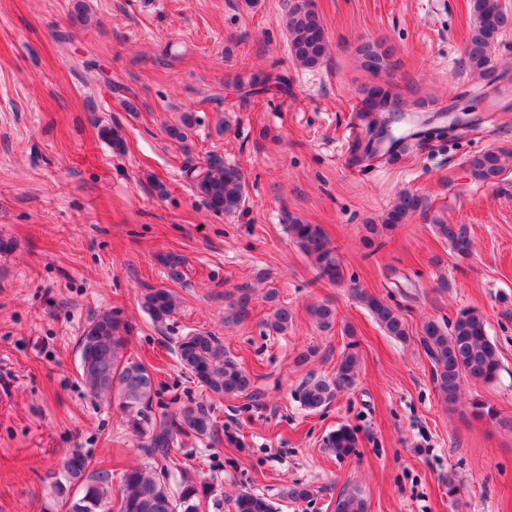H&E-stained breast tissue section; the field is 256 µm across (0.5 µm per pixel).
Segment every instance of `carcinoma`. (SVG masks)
<instances>
[{
	"label": "carcinoma",
	"instance_id": "carcinoma-1",
	"mask_svg": "<svg viewBox=\"0 0 512 512\" xmlns=\"http://www.w3.org/2000/svg\"><path fill=\"white\" fill-rule=\"evenodd\" d=\"M474 25L465 46L464 66L486 84L498 76L490 67V57L502 33L512 27V14L503 10L499 0H472ZM288 46L294 62L303 68H316L327 60L329 46L325 28L308 2L295 4L288 13ZM360 65L377 75L388 68L387 54L376 42L366 41L356 47ZM285 84L280 75L254 74L240 83L254 90L269 84ZM355 112L360 129L349 142V163L361 166L372 161L371 140L374 132L384 129L387 115L401 111L399 98L389 85H367ZM465 167L470 177L480 183H492L512 168V150H488L470 156ZM194 186L204 204L215 213H234L245 206L247 180L243 172L211 158L200 169L192 170ZM425 197L414 192L398 194L380 224L370 226L371 233L405 224L426 210ZM436 232L459 258L471 253L472 242L464 224H438ZM288 234L295 246L312 261L316 278L332 284L344 282V267L337 249L331 246L317 224H307L292 217ZM253 287L242 284L230 302L228 318L242 322L250 314ZM357 296L388 335L406 340L409 328L399 310L363 291ZM141 304L154 323L163 325L176 313L179 303L168 288L149 287ZM292 317L288 308L276 307L265 322L276 334L288 331ZM132 325L118 310H104L93 315L78 339L80 378L93 395L117 399L122 420L128 431L146 440L150 456L169 459L170 448L178 437L202 438L213 435L216 423L210 410L201 404L181 407L176 413L156 412V385L148 366L125 355ZM419 342L434 367V382L444 400L453 405L466 378L490 383L498 378L501 362L496 345L489 339L482 314L469 307L456 312L451 324L442 327L434 321L422 327ZM181 367L205 390L216 396L242 395L251 386L249 375L230 357L222 344L209 332H190L175 346ZM359 364L355 341L343 352L333 377L310 376L300 386L301 406L316 410L330 405L336 392L354 385ZM471 416L479 421L497 420V409L483 401L471 403ZM338 458L350 456L358 447L354 428L342 425L324 440ZM64 475L54 479L53 496L43 512H204V501L211 488L197 482L186 470H178V479L162 478L165 467H135L121 475V485L112 492V471L94 466L91 458L74 448L61 461ZM232 512H277L265 495L244 491L232 501ZM335 512H366L364 500L356 493L336 499Z\"/></svg>",
	"mask_w": 512,
	"mask_h": 512
}]
</instances>
